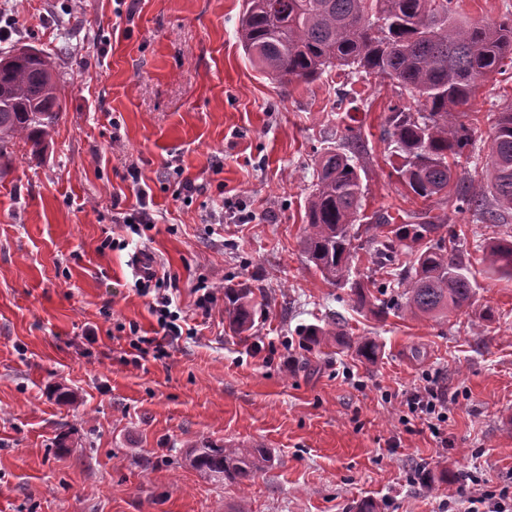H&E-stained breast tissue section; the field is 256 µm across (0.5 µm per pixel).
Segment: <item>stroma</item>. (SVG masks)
Returning <instances> with one entry per match:
<instances>
[{"instance_id":"1","label":"stroma","mask_w":512,"mask_h":512,"mask_svg":"<svg viewBox=\"0 0 512 512\" xmlns=\"http://www.w3.org/2000/svg\"><path fill=\"white\" fill-rule=\"evenodd\" d=\"M244 8L0 0V52L48 54L63 103L40 156L20 140L0 165V512H466L488 493L512 505V280L483 263L512 223L410 193L383 135L392 83L271 80L240 45ZM511 103L512 77L488 75L463 116L476 149L462 171L482 168L488 115ZM346 125L367 146L366 213L426 211L454 234L478 284L468 308L379 319L306 263L319 151ZM184 176L196 191L179 193ZM142 189L156 223L137 235L122 214ZM142 251L195 332L135 364L133 333L158 328L134 287ZM228 280L252 289L240 335L223 304L195 306L199 283ZM335 319L380 345L376 363L299 334ZM426 387L442 396L438 439L406 405ZM205 443L271 462L218 482L191 465Z\"/></svg>"}]
</instances>
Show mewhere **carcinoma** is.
Masks as SVG:
<instances>
[{
	"mask_svg": "<svg viewBox=\"0 0 512 512\" xmlns=\"http://www.w3.org/2000/svg\"><path fill=\"white\" fill-rule=\"evenodd\" d=\"M459 0H245L238 38L248 59L281 82L311 81L329 68L367 81L388 79L409 103L389 106L384 133L403 158L396 173L415 196H455L457 209L483 224H499L512 213V106L493 113L488 135L487 182L454 179L449 159L469 158L475 131L458 120L480 82L512 70V13L498 19L466 20ZM61 90L50 57L34 47L0 58V161L14 140L37 155L60 118ZM349 151L328 150L316 169L305 207L300 249L306 262L336 288H350L360 309L376 317L389 312L412 318L445 316L470 305L477 282L454 235L426 212L392 223L386 212L364 214L359 164L360 134L345 128ZM367 238H362V235ZM367 249L380 268L393 265L402 249L411 266L389 287L396 296L375 303L368 284L351 278L357 250ZM484 260L488 271L512 280V240L494 238ZM251 289L224 285L225 313L237 333L255 321ZM312 342L344 337L333 327H306ZM359 357L374 362L379 347L370 338L347 340ZM192 465L210 478L241 480L265 467L267 455L253 448L210 444L191 450Z\"/></svg>",
	"mask_w": 512,
	"mask_h": 512,
	"instance_id": "obj_1",
	"label": "carcinoma"
}]
</instances>
